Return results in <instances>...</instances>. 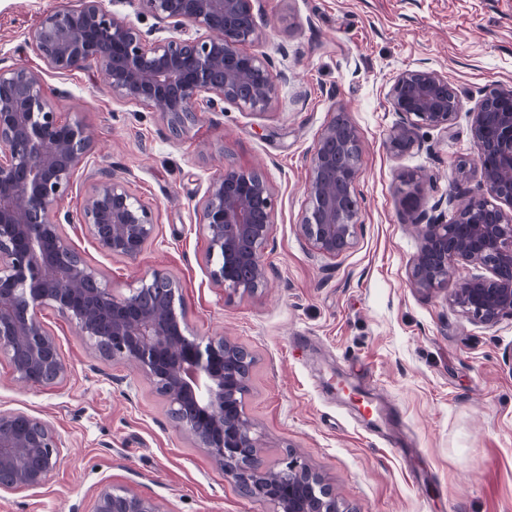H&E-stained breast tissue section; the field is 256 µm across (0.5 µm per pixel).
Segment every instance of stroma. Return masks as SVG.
Returning <instances> with one entry per match:
<instances>
[{
    "mask_svg": "<svg viewBox=\"0 0 512 512\" xmlns=\"http://www.w3.org/2000/svg\"><path fill=\"white\" fill-rule=\"evenodd\" d=\"M75 3L0 0V67L40 70L56 111L94 134L65 211L77 214L106 172L158 216L156 239L134 261L64 227L85 260L122 295L156 269L177 280L190 334L229 337L253 356L245 409L261 458L305 461L342 512H512V319L479 324L447 290L411 286L418 241L398 192L401 176L415 173L429 179L432 203L480 194L471 111L485 90L512 87V0H254L261 35L252 49L289 82L266 113L228 104L177 137L159 113L115 99L94 67L45 68L29 33L44 12ZM424 68L447 76L460 108L449 132L416 130L419 148L392 156L384 142L399 116L389 87L401 71ZM338 107L364 142L361 223L352 248L330 259L299 223L310 150ZM250 167L270 182L275 209L268 284L243 295L211 280L197 206L213 178ZM41 318L69 376L23 387L0 360V411L50 423L67 446L43 488L1 493L0 512H92L104 484L153 498L163 512H272L174 427L136 367L100 358L57 311ZM352 388L369 408L350 401Z\"/></svg>",
    "mask_w": 512,
    "mask_h": 512,
    "instance_id": "35a3bbf8",
    "label": "stroma"
}]
</instances>
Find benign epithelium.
<instances>
[{
    "mask_svg": "<svg viewBox=\"0 0 512 512\" xmlns=\"http://www.w3.org/2000/svg\"><path fill=\"white\" fill-rule=\"evenodd\" d=\"M172 36L149 38L111 12L105 0L45 12L31 33L44 65L67 73L96 62L112 95L157 112L173 135L200 112L228 103L263 113L288 81L265 55L247 46L259 38L253 0H141ZM388 102L401 122L385 146L402 156L416 145L417 128L449 130L459 108L448 77L404 70ZM478 148L475 168L485 193L471 198L446 223L442 202L424 208L426 181L401 177L399 193L414 214L419 241L410 281L422 291L448 287L459 262L482 272L452 289L450 304L474 322L512 318V89L497 86L471 112ZM93 149L81 121L55 112L39 72L0 68V359L20 385L53 387L69 373L55 335L40 312L52 308L104 359L134 364L167 402L175 428L224 468L251 499L275 512H341L324 478L289 458L282 469L259 458L260 437L244 398L252 356L222 336H188L179 283L154 270L128 295H117L62 231L66 222L104 253L136 260L156 234L154 208L124 179L102 173L78 216L61 214L74 174ZM363 142L341 108L310 151L303 236L322 255L347 252L360 224L356 192ZM274 218V194L258 170L227 169L200 203L212 281L234 292L267 286L264 254ZM66 443L47 422L24 411H0V493L35 491L59 466ZM93 512H162L154 499L101 486Z\"/></svg>",
    "mask_w": 512,
    "mask_h": 512,
    "instance_id": "7a95c632",
    "label": "benign epithelium"
}]
</instances>
